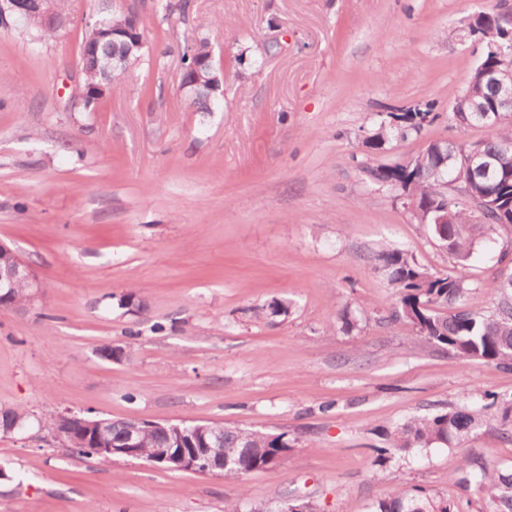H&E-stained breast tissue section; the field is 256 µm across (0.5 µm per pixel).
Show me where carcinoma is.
Instances as JSON below:
<instances>
[{
	"mask_svg": "<svg viewBox=\"0 0 512 512\" xmlns=\"http://www.w3.org/2000/svg\"><path fill=\"white\" fill-rule=\"evenodd\" d=\"M103 25L85 32L82 44L90 48L81 56L85 80L81 89L85 107L95 103L100 85H108V93L120 92L112 73L104 71L103 55L122 53L120 43L108 44L103 31L129 25V16L121 11L102 17ZM28 33L38 39L56 35L50 22L34 15L20 19ZM479 27L481 53L470 73L475 101L490 102V92L477 79L478 68H502L512 64V38L507 37L508 21L501 12H481L474 16ZM187 65L209 57L210 46L198 38L189 47ZM209 69L190 71L182 81L186 93L199 112L214 111L213 92L207 77ZM431 112L415 109L409 112L378 114L376 132L366 140V146L378 150L387 142L406 140L421 134ZM448 119L459 128L480 125L488 129L486 138L475 143L461 140L434 142L426 150L407 161H394L376 166L364 162L359 170L374 183L386 184L397 192V198L413 204L424 231L432 236L453 260L451 268L433 272L412 254L386 247L375 256L376 267L393 288L396 299L387 320L402 321L412 327L414 335L438 352L452 354L464 361L491 362L500 369L512 372V253L504 251L499 263L504 265L500 276L486 285L489 300L474 295L469 283L468 269L475 247L494 239L498 230L512 226V112H464L453 102ZM494 160L497 175L491 179L477 174L473 158ZM458 183L480 212L455 199L448 186ZM448 217V223L437 220ZM29 288L19 283L9 297L0 301V310L28 302ZM26 414L15 409H0V432H8L12 422H25ZM494 421L500 436L512 440V399L492 396L489 403L469 401L448 412L415 416L392 427L375 429L383 441L377 464L406 454L421 451L437 443L447 444L462 439L484 424ZM132 421L108 420L110 438L121 441ZM175 441L173 430L166 426H142L137 435V452L145 457L157 448H167ZM224 449L229 465L220 475L241 478L247 473L270 470L278 466L291 449L286 434H273L229 426L221 422L207 424L205 436L185 439L184 448H207L212 443ZM67 453L78 458H95L110 464L114 456L99 454L82 429L77 428L68 442ZM460 483L482 487L489 497V512H512V473H504L478 457L464 460ZM372 512H460L459 505L445 497L435 496L422 488L412 494L395 490L373 505Z\"/></svg>",
	"mask_w": 512,
	"mask_h": 512,
	"instance_id": "carcinoma-1",
	"label": "carcinoma"
}]
</instances>
